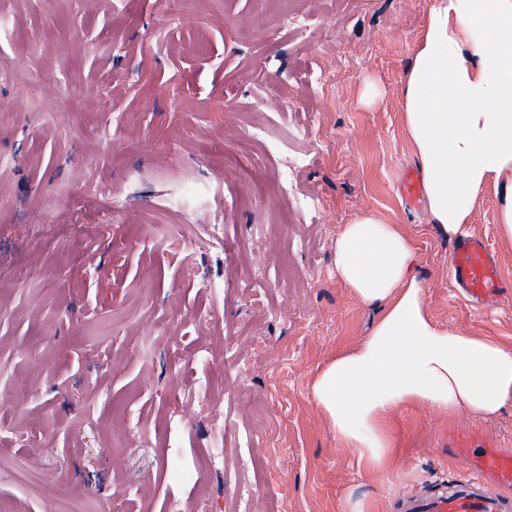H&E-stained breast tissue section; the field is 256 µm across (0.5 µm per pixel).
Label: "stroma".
<instances>
[{"label": "stroma", "instance_id": "1", "mask_svg": "<svg viewBox=\"0 0 512 512\" xmlns=\"http://www.w3.org/2000/svg\"><path fill=\"white\" fill-rule=\"evenodd\" d=\"M433 5L0 0V512H392L396 494L469 478L450 433L512 448V402L406 405L395 473L370 472L310 391L381 314L334 270L366 215L414 240L434 321L512 344V295L479 310L452 288L451 235L398 190L419 165L401 79ZM290 9L305 29L281 26ZM503 204L486 186L466 231L512 281ZM32 266L48 282L25 280Z\"/></svg>", "mask_w": 512, "mask_h": 512}]
</instances>
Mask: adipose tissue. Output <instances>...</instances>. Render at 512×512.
Here are the masks:
<instances>
[{"instance_id": "1", "label": "adipose tissue", "mask_w": 512, "mask_h": 512, "mask_svg": "<svg viewBox=\"0 0 512 512\" xmlns=\"http://www.w3.org/2000/svg\"><path fill=\"white\" fill-rule=\"evenodd\" d=\"M401 92L431 216L459 234L480 190L512 181V0H435ZM416 267L413 241L375 217L336 240L337 277L383 313L323 365L311 394L366 470L393 472L403 405L493 416L512 401V346L435 322Z\"/></svg>"}]
</instances>
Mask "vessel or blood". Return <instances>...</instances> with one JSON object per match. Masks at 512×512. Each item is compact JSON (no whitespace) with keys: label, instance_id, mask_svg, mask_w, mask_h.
Instances as JSON below:
<instances>
[{"label":"vessel or blood","instance_id":"vessel-or-blood-1","mask_svg":"<svg viewBox=\"0 0 512 512\" xmlns=\"http://www.w3.org/2000/svg\"><path fill=\"white\" fill-rule=\"evenodd\" d=\"M448 277L478 307L496 302L512 283L504 280L488 247L471 236L453 243ZM452 447L466 468L489 477L500 491L487 493L480 482L458 480L424 494L397 499L396 512H512V448L455 438Z\"/></svg>","mask_w":512,"mask_h":512}]
</instances>
